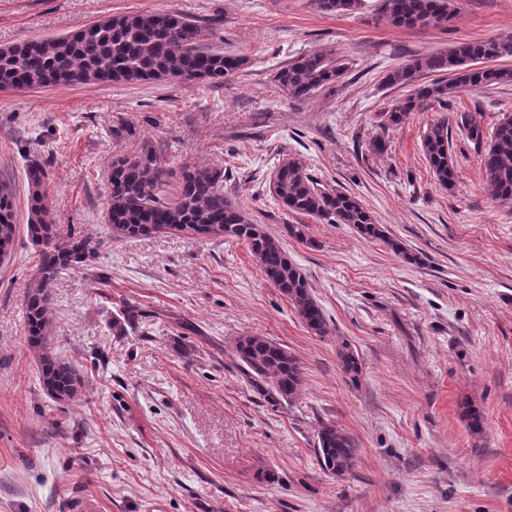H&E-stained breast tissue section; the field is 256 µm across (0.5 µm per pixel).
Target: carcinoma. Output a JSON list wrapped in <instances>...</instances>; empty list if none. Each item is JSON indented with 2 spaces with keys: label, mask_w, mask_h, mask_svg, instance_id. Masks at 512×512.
<instances>
[{
  "label": "carcinoma",
  "mask_w": 512,
  "mask_h": 512,
  "mask_svg": "<svg viewBox=\"0 0 512 512\" xmlns=\"http://www.w3.org/2000/svg\"><path fill=\"white\" fill-rule=\"evenodd\" d=\"M323 12H346L358 0H314ZM382 11L394 24L428 26L448 18V0H382ZM198 21L176 10L125 15L92 24L78 32L50 39H31L0 49V88H43L65 84L141 83L157 81L224 82L237 72L243 58L226 55L201 43ZM512 56V37L462 42L455 48L413 59L389 71L390 86H414L401 105L384 113L386 126L400 125L410 112L427 101L466 88L512 83V69L487 68L480 63ZM347 66L332 50L302 54L279 69L274 81L288 96L305 100L323 87L344 78ZM446 72L450 77L415 84L421 72ZM457 127L474 144L481 169L493 194L512 200V113H504L486 133L472 112L456 114ZM422 150L442 186L455 182V161L450 147L448 118L427 128ZM29 186L30 241L44 246L35 283L25 297L28 342L34 349L43 391L54 403L73 401L82 389L77 368L63 360L48 342L51 327L50 288L58 273L96 255L89 237L63 238L54 224L48 201L46 168L33 160L26 170ZM269 190L287 211L326 224H350L363 237L390 245L409 261L418 257L391 241L355 196L328 189L312 177L298 157L281 159ZM11 189L0 184V246L14 242ZM108 212L112 234L137 238L172 230L185 234L228 235L248 243L265 277L294 307L302 323L317 336L327 333V319L313 298L305 274L288 257L279 240L249 219L236 200L224 194V171L176 169L151 146L144 144L130 156L112 162ZM138 317L134 307L112 318V329L126 331ZM240 368L265 402L278 406L297 398L304 388L303 369L294 354L281 344L258 335L239 338L234 348ZM342 370L357 380L361 365L349 345L337 351ZM316 453L322 468L336 475L349 471L356 458L352 437L334 424L321 423Z\"/></svg>",
  "instance_id": "carcinoma-1"
}]
</instances>
